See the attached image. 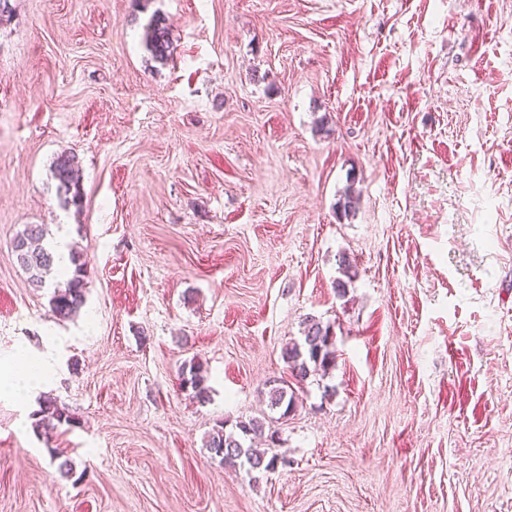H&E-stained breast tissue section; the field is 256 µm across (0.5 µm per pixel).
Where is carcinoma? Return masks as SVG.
<instances>
[{"instance_id": "obj_1", "label": "carcinoma", "mask_w": 512, "mask_h": 512, "mask_svg": "<svg viewBox=\"0 0 512 512\" xmlns=\"http://www.w3.org/2000/svg\"><path fill=\"white\" fill-rule=\"evenodd\" d=\"M144 43L152 58L165 63L172 53L169 27L164 18L152 16L144 30ZM52 178L57 182L58 195L67 205L76 207L82 204L81 175L76 156L62 151L54 158L51 166ZM46 230L41 224H27L14 241V252L18 264L29 274L31 284L36 288L46 285V276L56 264L55 252L43 247L41 241ZM73 266L72 275L65 283H57L49 300L51 313L59 320L70 319L81 310L86 302V261L76 251L69 253ZM302 336L299 341L287 343L281 351L290 377L303 386L316 376H325L336 363V343L333 326L313 317H305L301 322ZM180 387L189 392V397L199 403L209 400L210 387L207 372L201 361L192 358L182 365L179 372ZM267 406L270 410H280L287 415L296 405V393L288 391L284 381L272 380L267 384ZM33 429L36 433L53 432L67 426L73 428L78 419L69 410L58 404L49 395L39 402V410L32 414ZM265 438L271 446H276L280 437L275 431L265 434L264 423L257 419L239 420L232 427L222 421L208 434L206 448L212 456L220 459L226 467L245 466L250 472L268 473L286 460L277 454L271 456L252 448V440Z\"/></svg>"}]
</instances>
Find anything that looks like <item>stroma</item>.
<instances>
[{"label":"stroma","instance_id":"stroma-1","mask_svg":"<svg viewBox=\"0 0 512 512\" xmlns=\"http://www.w3.org/2000/svg\"><path fill=\"white\" fill-rule=\"evenodd\" d=\"M11 4L0 371L49 361L80 424L43 439L37 401L0 393V512H512V0ZM28 224L86 259L71 319L16 260ZM308 316L336 366L271 424L288 466L224 467L208 433L269 416ZM144 43L155 61L165 63L169 60L172 53V43L169 27L164 18L156 15L152 16L145 26ZM53 179L57 182L58 195L67 205L79 207L82 204L81 175L76 156L63 151L57 154L51 166ZM180 387L189 392V397L199 403L209 400L210 387L207 384V372L201 361L196 357L184 363L179 372Z\"/></svg>","mask_w":512,"mask_h":512}]
</instances>
